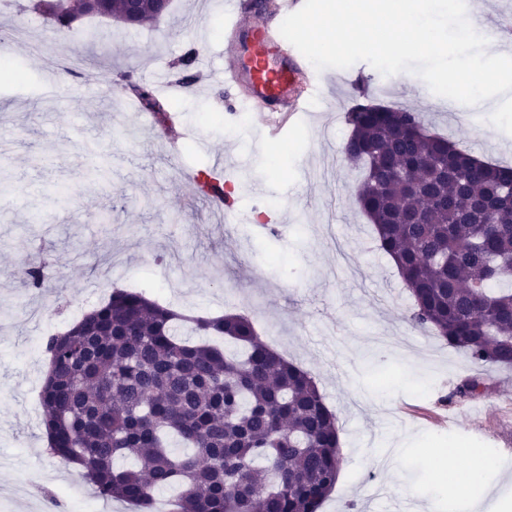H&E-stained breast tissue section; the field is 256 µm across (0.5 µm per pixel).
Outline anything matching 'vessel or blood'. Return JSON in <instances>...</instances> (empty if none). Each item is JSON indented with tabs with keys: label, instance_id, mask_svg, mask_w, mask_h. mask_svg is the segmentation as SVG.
I'll return each instance as SVG.
<instances>
[{
	"label": "vessel or blood",
	"instance_id": "1",
	"mask_svg": "<svg viewBox=\"0 0 512 512\" xmlns=\"http://www.w3.org/2000/svg\"><path fill=\"white\" fill-rule=\"evenodd\" d=\"M232 17L224 29V66L197 59L196 83H220L233 111L257 115L267 140H276L312 88L306 58L280 33L282 20L304 0H231Z\"/></svg>",
	"mask_w": 512,
	"mask_h": 512
}]
</instances>
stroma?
<instances>
[{
	"instance_id": "stroma-1",
	"label": "stroma",
	"mask_w": 512,
	"mask_h": 512,
	"mask_svg": "<svg viewBox=\"0 0 512 512\" xmlns=\"http://www.w3.org/2000/svg\"><path fill=\"white\" fill-rule=\"evenodd\" d=\"M0 0L5 58L23 80L0 85V512H97L89 484L77 493L68 464L51 456L41 423L48 327L65 331L113 286L144 292L192 316L248 314L264 342L309 372L340 434L338 480L319 512H419L437 494L434 451L459 445L495 459L475 494L491 492L512 512V369L482 370L434 330L408 320L412 299L353 197L358 172L340 147L345 114L373 101L421 112L430 131L485 161L512 164V135L488 112H440L417 75L382 76L364 61L324 69L316 104L285 132L289 151L262 147L260 124L228 135L223 85L172 93L191 130L179 158L154 131L129 137L107 76L150 81L176 75L193 26L203 29L213 67L224 61V0H173L155 22L124 28L79 17L54 33L26 8ZM209 141L230 166L236 208L252 207L249 180L261 182L265 227L220 224L192 193L197 170L212 169ZM51 266L43 290L24 271L43 249ZM481 382L467 397L457 386ZM416 441L401 459L394 442Z\"/></svg>"
}]
</instances>
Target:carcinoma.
I'll use <instances>...</instances> for the list:
<instances>
[{"label":"carcinoma","mask_w":512,"mask_h":512,"mask_svg":"<svg viewBox=\"0 0 512 512\" xmlns=\"http://www.w3.org/2000/svg\"><path fill=\"white\" fill-rule=\"evenodd\" d=\"M34 8L61 32L83 0ZM127 90L165 126L152 91ZM347 123L355 202L413 298L414 324L480 368H511L512 288L501 284L512 281V167L431 133L411 109L358 104ZM186 323L239 351L181 338ZM45 352L49 452L80 465L101 498L150 512L177 485V512H318L336 485V416L245 314L188 316L115 288Z\"/></svg>","instance_id":"carcinoma-1"}]
</instances>
